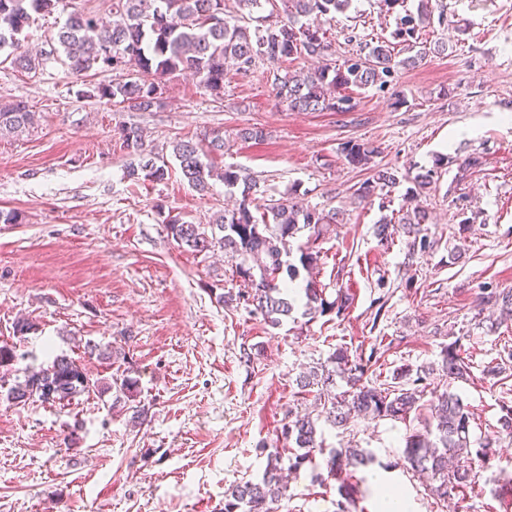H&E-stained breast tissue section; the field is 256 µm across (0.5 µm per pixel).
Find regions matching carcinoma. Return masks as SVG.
Returning <instances> with one entry per match:
<instances>
[{
  "label": "carcinoma",
  "mask_w": 512,
  "mask_h": 512,
  "mask_svg": "<svg viewBox=\"0 0 512 512\" xmlns=\"http://www.w3.org/2000/svg\"><path fill=\"white\" fill-rule=\"evenodd\" d=\"M286 19L277 20L254 29L243 24L244 16L233 15L222 8L224 0H112V18L105 19L92 13L72 12L49 39L50 50L38 56L26 53L14 63L28 72L37 71L44 62L65 54V63L77 74L96 75L125 70L135 61L139 74L135 77L98 83L93 95L124 104L129 109L150 112L160 104L162 79L175 72L189 71L200 79V84L218 95L224 90V63L232 60L241 74L250 72L256 64L271 65L297 59H320L328 55L330 45L325 31L317 23L320 18L331 20L345 12L352 0H280ZM63 6V0H0V50L19 48V35L38 15H50ZM432 11L421 2L417 11L400 18L391 38L371 45L357 41L356 53L339 66L326 63L313 70L301 68L270 75L271 86L278 101L293 112H350L356 108L355 98L345 93L353 87L373 88L383 92L392 84L398 68L415 67L429 54H443L447 45L437 42L427 47L419 42V30L431 24ZM407 53L397 59L396 47ZM35 124V113L23 102L0 106V127L21 131ZM124 148L132 157L128 176H139L152 182L166 179V165L157 164L154 157L144 153L141 135L132 127L121 129ZM224 152V137L216 133L203 144L193 139H180L173 144L182 177L197 190L208 188V180L217 178L228 189H241L238 206L216 217L215 230L206 232L178 215H168L165 224L172 237L187 251L206 253L215 247L224 249L230 257L239 260L236 273L247 283V288L235 294L223 293L218 299L225 303L244 300L253 311L273 326L291 316L297 299L289 295L285 280L296 281L300 270L310 271L318 266L319 252L300 250L298 263L290 261V240L305 229L320 234V227L336 224L339 212L303 208L286 199L270 204L256 214L250 208V196L255 187L252 179L241 174L235 166L218 168L213 155ZM377 149L369 143L348 141L341 154L348 164L369 167ZM397 183V175L389 168H376L372 180L354 189L353 199L363 202L375 190ZM434 183L433 171L417 175L408 194L417 198ZM429 212L416 205L395 219H386L376 225L375 235L381 245L393 243L395 236L404 234L408 242V256L431 249L423 225ZM303 315H341L352 303L346 292H338L330 301L324 288L310 280L304 288ZM487 303L500 306L502 313L512 315V292H490ZM334 369L313 367L299 377L301 389L318 387L315 399L321 410L318 414L288 413L284 424V439L295 445L288 455V470L299 471L312 463L311 453L322 448L317 441V424L324 421L340 428L352 414L373 419L407 420L419 410V402L426 395L424 381L427 372L403 369L394 375V381L364 379L362 357L354 355L343 345L330 356ZM440 370L448 381H464L469 376L468 364L461 356L460 347L453 342L442 351ZM346 382L347 389L334 393L336 379ZM118 387L126 398L137 396V380L124 375L113 382L93 380L79 361L58 355L52 362L37 370H30L24 381L8 390V399L16 404L37 399L55 404L70 401L90 392ZM432 422L424 431H416L405 438L402 457L412 470L428 472L438 485L433 494L440 500L473 485L472 464L492 454L487 443L470 439L473 415L462 398L445 390L432 393L429 403ZM372 453L358 448L333 449L327 460L328 477L338 482L340 499L336 512H351L355 505L354 486L348 477L361 467L373 462ZM280 457L268 461L262 479L248 480L231 486L224 494V512H262L267 498L282 493Z\"/></svg>",
  "instance_id": "carcinoma-1"
}]
</instances>
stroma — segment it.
<instances>
[{
    "label": "stroma",
    "mask_w": 512,
    "mask_h": 512,
    "mask_svg": "<svg viewBox=\"0 0 512 512\" xmlns=\"http://www.w3.org/2000/svg\"><path fill=\"white\" fill-rule=\"evenodd\" d=\"M447 25L431 24L427 42L448 51L399 69L388 92L354 90L352 112H292L277 104L261 65L249 75L227 68L214 96L178 72L164 81L160 106L137 112L93 97L95 78H76L63 60L30 74L0 53V103L25 102L33 128L0 134V345L18 360L8 382L56 354L80 361L92 378L129 372L135 401L115 392L84 394L68 404L0 399V512H224V493L260 480L282 450L289 411L311 409L296 379L345 345L365 369L391 377L427 368L431 388L458 393L474 414L471 436L492 444L474 465L466 498L441 501L430 479L400 467L404 438L423 429L428 408L404 421L319 423L322 453L290 476L268 512H336L335 480L319 481L325 453L347 445L374 461L352 478L359 512H381L397 489L406 512H512L497 495L512 478V436L500 429L512 406V317L483 300L512 290V0H432ZM331 57L343 62L351 34L371 42L396 27L381 0H353L323 22ZM138 128L145 152L164 159L161 182L130 180L120 139ZM263 128L262 140L238 139ZM217 131L221 165L256 182L254 205L292 199L342 210L316 241L327 299L353 293L343 315L274 327L218 294L242 288L223 250L194 255L178 247L164 219L181 213L209 226L230 199L222 181L201 192L183 180L172 154L178 139ZM377 147L378 167L397 169L399 185L353 205L349 196L372 173L349 166L347 141ZM435 182L418 199L431 220V250L409 255L408 239L380 245L374 226L407 208L416 175ZM469 224H462V217ZM26 319L33 332L18 336ZM458 341L470 366L466 381L447 383L435 368ZM501 374L490 375L491 366ZM141 414H134V406Z\"/></svg>",
    "instance_id": "stroma-1"
}]
</instances>
